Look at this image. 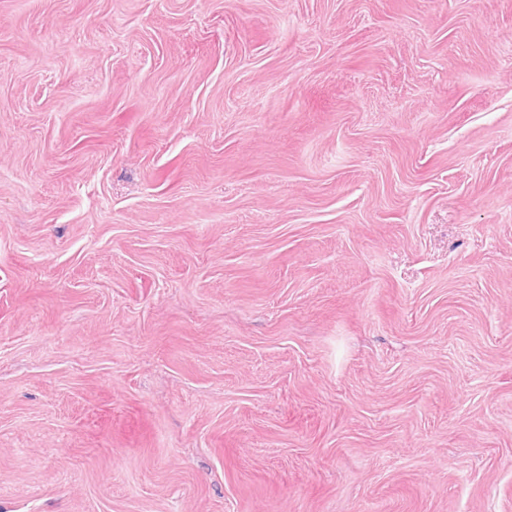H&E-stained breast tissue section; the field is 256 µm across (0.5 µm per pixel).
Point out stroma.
Segmentation results:
<instances>
[{
    "mask_svg": "<svg viewBox=\"0 0 512 512\" xmlns=\"http://www.w3.org/2000/svg\"><path fill=\"white\" fill-rule=\"evenodd\" d=\"M0 512H512V0H0Z\"/></svg>",
    "mask_w": 512,
    "mask_h": 512,
    "instance_id": "35a3bbf8",
    "label": "stroma"
}]
</instances>
